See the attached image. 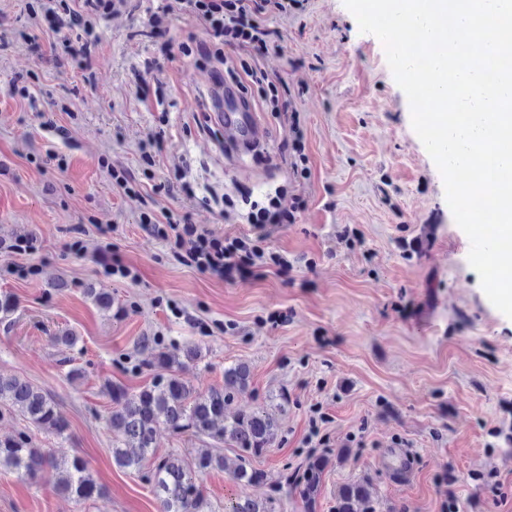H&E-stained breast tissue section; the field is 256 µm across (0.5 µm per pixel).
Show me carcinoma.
Returning <instances> with one entry per match:
<instances>
[{
  "label": "carcinoma",
  "instance_id": "obj_1",
  "mask_svg": "<svg viewBox=\"0 0 512 512\" xmlns=\"http://www.w3.org/2000/svg\"><path fill=\"white\" fill-rule=\"evenodd\" d=\"M182 355L195 359L200 356V350L182 352L171 346L159 351L155 361L166 373L156 375L151 384L135 393L119 386L110 387L113 407L109 424L115 435L112 460L122 469L145 474L160 501L161 512H210L202 477L212 470L224 469V456L211 448L198 449L190 461L174 453L159 456L154 443L160 425L175 433L190 431L198 437L231 442L241 451L240 463L232 472V479L240 485L267 480L263 471L251 466L250 458L270 447L279 428L263 406L239 412L230 420L225 416L226 409L249 381L247 363L240 361L224 369V385L197 393L177 374ZM5 412L18 414L60 437L68 428L47 394L26 380L0 375V415ZM350 454L349 448L329 449L308 459L297 480V489L308 507L316 503L322 475L331 457L342 460ZM0 470L31 481L47 471H55L60 474L58 488L79 502L102 493L82 457L60 460L36 447L25 431L0 437ZM376 505L371 485L365 480L344 484L336 496V512H377ZM277 507L278 499L273 496L262 501L243 497L225 504L224 512H278Z\"/></svg>",
  "mask_w": 512,
  "mask_h": 512
}]
</instances>
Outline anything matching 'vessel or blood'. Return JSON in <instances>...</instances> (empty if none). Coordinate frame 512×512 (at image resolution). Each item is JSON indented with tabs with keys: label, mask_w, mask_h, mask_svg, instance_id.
Segmentation results:
<instances>
[{
	"label": "vessel or blood",
	"mask_w": 512,
	"mask_h": 512,
	"mask_svg": "<svg viewBox=\"0 0 512 512\" xmlns=\"http://www.w3.org/2000/svg\"><path fill=\"white\" fill-rule=\"evenodd\" d=\"M206 98L210 119L214 125L223 128L229 153L237 154L267 142L266 127L252 105L235 89L225 85L223 77L214 75L208 78ZM384 467L395 482H404L412 472L408 451L403 448L393 449Z\"/></svg>",
	"instance_id": "1"
}]
</instances>
